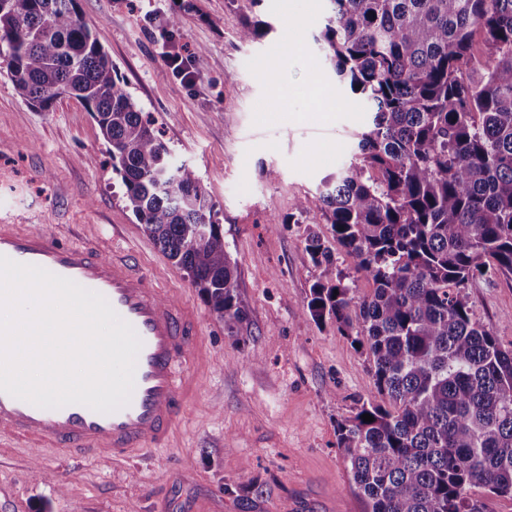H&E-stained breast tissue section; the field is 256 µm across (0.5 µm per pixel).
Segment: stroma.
Listing matches in <instances>:
<instances>
[{
  "mask_svg": "<svg viewBox=\"0 0 512 512\" xmlns=\"http://www.w3.org/2000/svg\"><path fill=\"white\" fill-rule=\"evenodd\" d=\"M133 99L175 163L192 167L219 213L246 312L227 329L125 206L96 122L74 98L44 112L0 75V220L82 246L115 242L193 305L210 346L197 394L170 447L137 466L63 462L0 447V512H365L336 444L338 422L374 395L365 352L306 313L321 272L305 248L330 225L291 224L299 198L352 157L370 114L337 82L319 36L327 0H78ZM179 16L167 44L164 18ZM268 34L241 42L244 24ZM178 48L192 85L169 72ZM332 104L310 100L313 82ZM471 309L512 348V275L476 279Z\"/></svg>",
  "mask_w": 512,
  "mask_h": 512,
  "instance_id": "stroma-1",
  "label": "stroma"
}]
</instances>
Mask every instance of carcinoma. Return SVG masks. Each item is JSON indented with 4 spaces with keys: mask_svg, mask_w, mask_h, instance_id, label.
Segmentation results:
<instances>
[{
    "mask_svg": "<svg viewBox=\"0 0 512 512\" xmlns=\"http://www.w3.org/2000/svg\"><path fill=\"white\" fill-rule=\"evenodd\" d=\"M328 2L316 41L371 120L350 164L288 223L331 225L372 284L357 296L308 234L325 267L307 313L372 362L376 395L338 423L337 448L366 512H486L472 488L512 497V349L474 317L466 288L512 274V0ZM0 72L28 105L68 97L92 113L127 208L213 313L243 321L218 212L78 0H0Z\"/></svg>",
    "mask_w": 512,
    "mask_h": 512,
    "instance_id": "carcinoma-1",
    "label": "carcinoma"
}]
</instances>
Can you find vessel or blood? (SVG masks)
<instances>
[{"mask_svg": "<svg viewBox=\"0 0 512 512\" xmlns=\"http://www.w3.org/2000/svg\"><path fill=\"white\" fill-rule=\"evenodd\" d=\"M0 255L100 293L142 341L127 406L108 414L81 404L45 409L0 392V443L109 456L125 465L133 451L169 447L196 389L192 371L202 353L196 310L158 288L131 255L109 256L96 244L79 249L48 231L0 224Z\"/></svg>", "mask_w": 512, "mask_h": 512, "instance_id": "b4317fda", "label": "vessel or blood"}]
</instances>
